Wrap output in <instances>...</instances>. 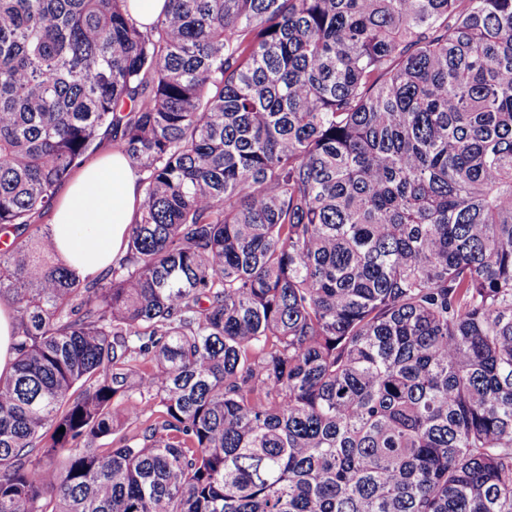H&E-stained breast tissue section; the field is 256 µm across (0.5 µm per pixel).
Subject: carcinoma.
<instances>
[{"label": "carcinoma", "instance_id": "1", "mask_svg": "<svg viewBox=\"0 0 512 512\" xmlns=\"http://www.w3.org/2000/svg\"><path fill=\"white\" fill-rule=\"evenodd\" d=\"M124 2L0 0V512H512V0ZM167 0H127V9L141 28L151 26L166 10ZM67 181L51 210L53 242L77 274H94L124 247L142 200L139 176L121 152L111 151ZM0 305L7 306L4 301ZM2 306H0V378L4 379L13 373L14 315L10 308Z\"/></svg>", "mask_w": 512, "mask_h": 512}]
</instances>
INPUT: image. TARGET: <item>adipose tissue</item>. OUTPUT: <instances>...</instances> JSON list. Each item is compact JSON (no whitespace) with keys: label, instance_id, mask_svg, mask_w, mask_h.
Instances as JSON below:
<instances>
[{"label":"adipose tissue","instance_id":"ef3b65f1","mask_svg":"<svg viewBox=\"0 0 512 512\" xmlns=\"http://www.w3.org/2000/svg\"><path fill=\"white\" fill-rule=\"evenodd\" d=\"M141 200L139 177L121 152L80 168L51 210L58 256L80 275L108 267L124 247Z\"/></svg>","mask_w":512,"mask_h":512}]
</instances>
